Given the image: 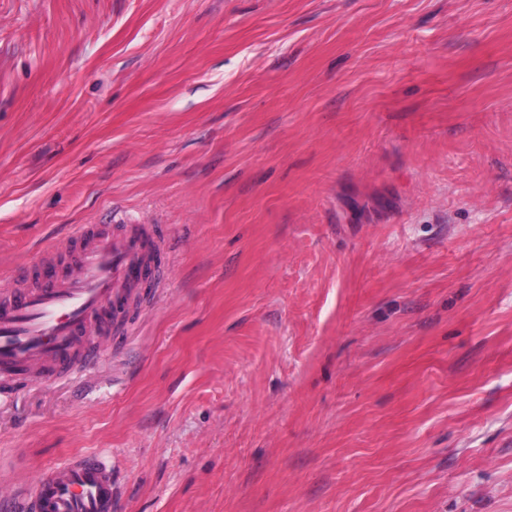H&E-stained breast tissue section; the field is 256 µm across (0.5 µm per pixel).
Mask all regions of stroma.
Here are the masks:
<instances>
[{"instance_id":"obj_1","label":"stroma","mask_w":512,"mask_h":512,"mask_svg":"<svg viewBox=\"0 0 512 512\" xmlns=\"http://www.w3.org/2000/svg\"><path fill=\"white\" fill-rule=\"evenodd\" d=\"M168 260L0 393V487L112 512H512V0H0V279ZM8 512H110L112 462L99 455H76L39 472L2 503Z\"/></svg>"}]
</instances>
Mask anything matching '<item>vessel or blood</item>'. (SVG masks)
<instances>
[{"mask_svg": "<svg viewBox=\"0 0 512 512\" xmlns=\"http://www.w3.org/2000/svg\"><path fill=\"white\" fill-rule=\"evenodd\" d=\"M164 244L143 224H80L64 248L11 274L0 288V371L46 378L76 360L93 362L92 336L110 333L108 317L127 288L152 278ZM5 512H111L112 462L77 455L17 487Z\"/></svg>", "mask_w": 512, "mask_h": 512, "instance_id": "vessel-or-blood-1", "label": "vessel or blood"}]
</instances>
